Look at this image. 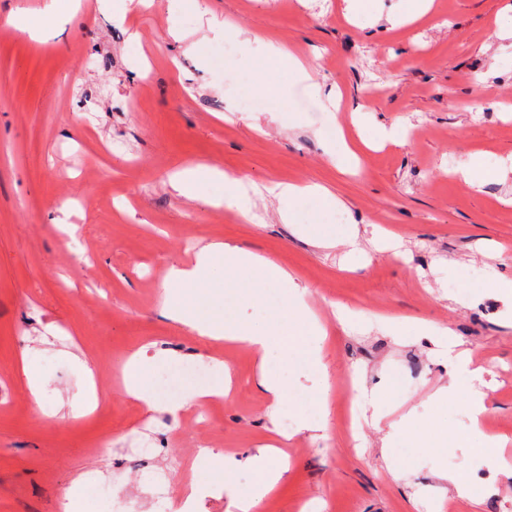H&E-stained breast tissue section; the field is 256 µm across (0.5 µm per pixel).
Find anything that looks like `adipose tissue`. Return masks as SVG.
<instances>
[{
    "label": "adipose tissue",
    "mask_w": 512,
    "mask_h": 512,
    "mask_svg": "<svg viewBox=\"0 0 512 512\" xmlns=\"http://www.w3.org/2000/svg\"><path fill=\"white\" fill-rule=\"evenodd\" d=\"M285 68L295 70L301 80L309 81L310 73L304 64L282 48H271L268 57L252 62L251 74L260 95L281 97L275 73ZM170 183L180 196L192 201L215 206L227 204L245 214L255 206L240 180L209 164L185 167L171 175ZM162 287V316L186 326L199 336L243 347L263 360L274 352L287 362L296 355H304L319 380L314 397L318 416L312 420L300 419L299 428L303 431L327 430L331 380L322 356V343L327 332L307 303L304 288L292 274L268 257L228 242H213L203 247L191 264L171 266ZM270 288L279 289L282 304L269 314L264 324H247L225 318L226 297L233 296L258 305ZM436 344L450 381L438 389L435 401L442 403L451 397L465 400L470 408L473 427H480L481 417L486 411L485 393L479 387L484 380L485 368L474 365L471 353L460 349L453 331H444ZM151 365V359L137 352L123 366V392L146 412L175 415L185 408L225 394L224 379L219 376L208 385L189 389L178 400L161 401L150 383ZM461 371L468 372V380L457 381L456 376ZM245 466L254 472L256 479L243 491L238 486V473ZM196 467L199 480L187 493L183 504L185 512H190L203 486L216 477L224 481L230 512H255L284 479L289 462L287 453L272 445L260 446L256 454L242 460L230 453L221 455L205 448L197 458Z\"/></svg>",
    "instance_id": "ef3b65f1"
}]
</instances>
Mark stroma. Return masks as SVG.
Masks as SVG:
<instances>
[{"instance_id":"1","label":"stroma","mask_w":512,"mask_h":512,"mask_svg":"<svg viewBox=\"0 0 512 512\" xmlns=\"http://www.w3.org/2000/svg\"><path fill=\"white\" fill-rule=\"evenodd\" d=\"M399 5L374 0L353 18L344 0H202L196 10L154 0L119 21L82 0L80 15L60 13L40 39L11 27L0 36V512H54L79 476L94 512H159L164 492L177 512L196 479L194 445L244 456L276 426L295 433L290 468L259 512H512V471L490 467L468 406L433 400L448 382L435 346L395 342L382 325L405 317L464 341L488 370L485 416L507 437L501 455L512 464V300L483 285L491 267L512 279V36L500 35L512 0H436L420 20L395 25ZM271 44L295 52L313 82L338 87L340 106L322 107L285 71L286 101L260 96L248 65ZM378 123L404 133L372 145ZM339 129L358 172L326 150ZM475 153L472 187L454 171ZM197 162L249 190L320 184L342 205L307 200L286 223L285 202L270 195L246 217L189 201L169 177ZM67 199L80 203L68 218L82 236L71 255L52 222ZM320 215L340 236L394 234L403 254L317 248ZM215 241L274 259L306 288L335 378L326 436L296 430L298 415L315 412L317 379L303 359L286 374L290 402L277 407L256 387L249 350L161 316L165 270ZM140 349L170 355L151 372L173 384L164 401L228 369L231 391L210 427L189 410L144 413L112 383ZM27 350L42 372L39 408L21 371ZM80 358L106 392L90 415ZM361 380L385 389L379 424ZM408 414L448 424L457 447H410ZM145 428L154 450L142 458L132 448ZM105 433L110 443L97 448ZM387 437L408 462L397 481L380 454ZM443 471L468 477L472 496L422 500Z\"/></svg>"}]
</instances>
